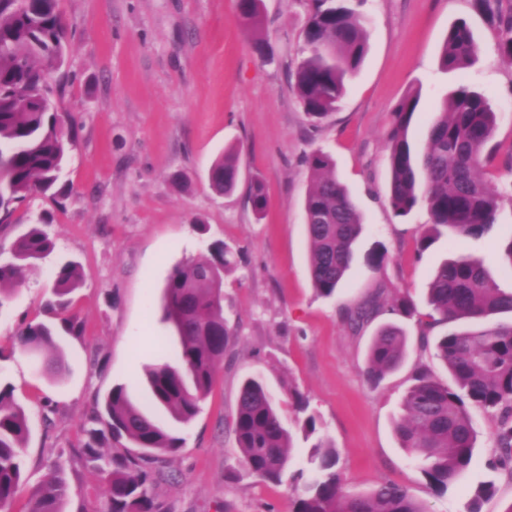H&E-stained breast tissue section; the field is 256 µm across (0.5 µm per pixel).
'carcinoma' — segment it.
<instances>
[{
  "label": "carcinoma",
  "instance_id": "carcinoma-1",
  "mask_svg": "<svg viewBox=\"0 0 512 512\" xmlns=\"http://www.w3.org/2000/svg\"><path fill=\"white\" fill-rule=\"evenodd\" d=\"M365 0H310V11L298 49L295 90L305 112L318 122L334 111L345 92V79L360 67L368 48L362 11ZM477 10L498 33L501 55L512 61V5L504 0H474ZM242 24H261L259 0H238ZM479 47L468 23L459 19L448 30L441 66L463 70L471 66ZM67 57V32L58 0H0V224L10 223L17 205L35 193L55 189L74 146L72 123L53 110L56 88L51 75ZM420 98L411 94L394 109L388 135L390 180L388 203L396 215L425 210L428 222L418 240L427 250L444 234L480 237L496 223L503 195L481 177L482 156L492 139L497 113L488 97L460 84L431 120L427 144L413 153L409 128ZM308 187L303 201L309 247V276L315 293L336 294L356 258L363 216L348 189L336 178L332 157L316 150L307 155ZM212 187L230 195L238 185V151L231 150L209 169ZM249 201L256 214L266 208L264 185L255 181ZM55 248L43 224H33L0 258V309L19 282L23 269L49 256ZM237 263L235 252L219 241L208 254L176 265L162 288V319L179 341L172 362L146 372L150 400L176 423L191 422L210 393L224 352L235 336L224 320V274ZM84 282L74 261L55 272L53 306L67 311L68 296ZM432 313L418 320L420 343H434L453 385L435 378L428 369L416 370L414 383L402 401L394 431L414 460L420 462L432 490L444 492L462 480L476 449L477 430L471 410L479 409L495 422V452L487 466L512 475V322L491 323L498 314H512V290L498 287L484 265L459 256L443 262L428 289ZM382 313L377 299L348 308L345 320L355 329ZM464 321L466 326L430 338L438 326ZM19 348L48 357V373L63 378L64 351L55 329L46 323H23L16 331ZM408 347L405 330L380 326L372 336L365 374L380 383L403 363ZM295 410L304 415L306 435L318 432L308 401L292 394ZM93 429L78 451L95 464L104 482L109 512H167L155 488L168 479L165 456L181 439L161 421L144 412L122 386L112 388L96 403ZM229 428L240 452L244 471L279 483L293 459V436L278 412L274 397L261 379H245L238 391ZM30 435L29 418L13 398L9 383H0V512L10 506L24 482V448ZM126 441L138 449L105 456L99 442ZM310 473L292 476L294 512H427L402 485L386 481L365 494L343 491L336 470L338 453L321 439L309 456ZM68 484L58 470L31 497L30 512H63Z\"/></svg>",
  "mask_w": 512,
  "mask_h": 512
}]
</instances>
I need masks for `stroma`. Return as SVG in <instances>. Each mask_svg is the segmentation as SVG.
<instances>
[{"mask_svg": "<svg viewBox=\"0 0 512 512\" xmlns=\"http://www.w3.org/2000/svg\"><path fill=\"white\" fill-rule=\"evenodd\" d=\"M68 58L52 75L60 92L57 112L72 116L75 143L56 195H35L0 230L9 246L30 224L47 221L56 248L25 272L9 306L0 311V379L30 416L24 450L28 482L11 512H27L30 493L57 463L68 482L65 512H108L102 479L75 454L87 441L88 414L98 397L125 387L146 404V368L174 359L177 342L159 351L162 288L171 268L206 254L216 241L235 247L241 264L224 276V316L237 335L224 354L210 395L188 425L177 428L180 448L166 469L171 481L156 492L170 512H293L290 478L273 484L243 472L228 421L241 380L260 377L279 403L294 436L292 469L306 464L311 446L291 398L309 401L335 446L345 492L365 493L385 481L404 486L428 512H467L476 488L493 481L480 512L512 506V475L486 461L494 423L481 411L473 464L464 482L434 492L419 462L401 448L394 422L416 367L440 379L448 373L434 347H421L417 318L430 313L427 288L435 267L469 256L489 268L500 288L512 289L501 254L512 238V202L482 237H440L428 250L417 240L425 211L396 216L387 201V134L392 112L419 93L425 123L459 82L483 92L497 114L492 159L484 169L503 194L512 193V62L498 50V35L473 0H366L368 51L346 85L336 112L313 124L295 92V61L308 0H263L257 32L244 30L236 0H59ZM466 20L479 47L474 65L447 71L440 54L448 29ZM267 58L254 50L256 38ZM239 150V181L229 196L210 186L208 169L225 149ZM329 153L337 178L361 210L363 257L386 250L378 269L361 260L335 297L316 296L308 272L303 199L306 153ZM180 173L173 183L172 173ZM268 196L263 215L248 198L254 180ZM81 263L86 274L73 296L79 336H63L69 372L49 381L42 360L14 341L18 325L44 320L59 260ZM380 295L410 298L417 317L378 316L355 330L345 309ZM399 324L409 337L402 366L379 385L365 375L377 324Z\"/></svg>", "mask_w": 512, "mask_h": 512, "instance_id": "1", "label": "stroma"}]
</instances>
